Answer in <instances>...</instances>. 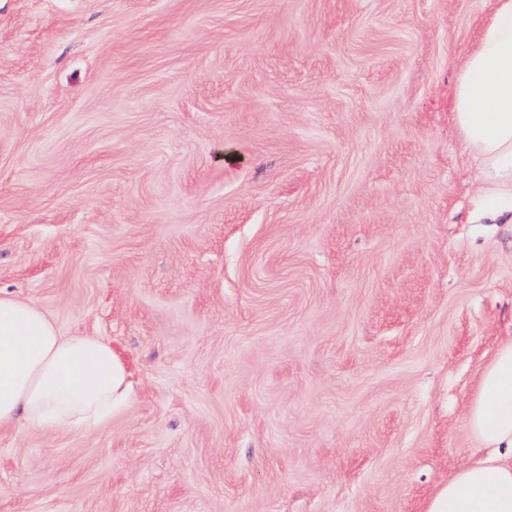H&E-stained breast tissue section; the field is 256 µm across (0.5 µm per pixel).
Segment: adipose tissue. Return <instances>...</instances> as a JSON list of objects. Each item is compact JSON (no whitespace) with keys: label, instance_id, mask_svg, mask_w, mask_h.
<instances>
[{"label":"adipose tissue","instance_id":"ef3b65f1","mask_svg":"<svg viewBox=\"0 0 512 512\" xmlns=\"http://www.w3.org/2000/svg\"><path fill=\"white\" fill-rule=\"evenodd\" d=\"M455 127L478 161V208L512 213V0H494L456 73ZM125 362L95 336H64L34 304L0 294V427L89 430L122 409ZM467 422L485 455L430 496L425 512H512V340L482 368Z\"/></svg>","mask_w":512,"mask_h":512}]
</instances>
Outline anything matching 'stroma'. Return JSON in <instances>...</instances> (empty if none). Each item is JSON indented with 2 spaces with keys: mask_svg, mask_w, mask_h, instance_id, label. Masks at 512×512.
<instances>
[{
  "mask_svg": "<svg viewBox=\"0 0 512 512\" xmlns=\"http://www.w3.org/2000/svg\"><path fill=\"white\" fill-rule=\"evenodd\" d=\"M493 5L0 0V292L131 382L0 428V512H425L512 339L451 105Z\"/></svg>",
  "mask_w": 512,
  "mask_h": 512,
  "instance_id": "1",
  "label": "stroma"
}]
</instances>
